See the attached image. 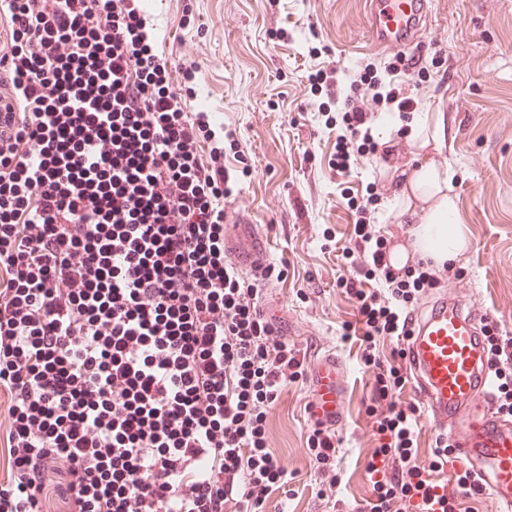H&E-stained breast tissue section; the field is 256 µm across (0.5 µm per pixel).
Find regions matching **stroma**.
<instances>
[{
    "mask_svg": "<svg viewBox=\"0 0 512 512\" xmlns=\"http://www.w3.org/2000/svg\"><path fill=\"white\" fill-rule=\"evenodd\" d=\"M365 0H155L147 9L157 48L194 69L188 111L206 109L231 131L224 174L232 189L225 212L249 213L268 241L267 261L280 278L261 285L259 305L288 328L302 363L267 415L268 448L288 474L267 512H369L374 498L371 453L379 444L367 405L377 375L393 362L395 341L376 346L365 364L354 299L343 281L361 277L343 257L355 215L348 199L374 188L370 222L376 235L412 246V225L393 201L395 167L415 164L408 144L415 113H441L446 139L432 151L448 169L466 239L440 289L414 305L423 311L439 293L472 300L512 335V0H436L432 33L416 52L369 44ZM414 59L405 85L416 112L396 113L388 141L358 157L351 175L337 171L336 104L311 90L308 76L335 70L338 90L395 57ZM344 368L342 422L328 471L317 470L307 439L312 372L325 354ZM437 437L420 422L416 463L432 480L463 471L464 461L436 460Z\"/></svg>",
    "mask_w": 512,
    "mask_h": 512,
    "instance_id": "1",
    "label": "stroma"
}]
</instances>
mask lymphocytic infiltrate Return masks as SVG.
I'll list each match as a JSON object with an SVG mask.
<instances>
[{"label": "lymphocytic infiltrate", "mask_w": 512, "mask_h": 512, "mask_svg": "<svg viewBox=\"0 0 512 512\" xmlns=\"http://www.w3.org/2000/svg\"><path fill=\"white\" fill-rule=\"evenodd\" d=\"M0 44V512H42L47 485L70 512H262L285 474L266 416L299 375L258 304L271 266L244 282L224 261V145L189 112L146 31L141 0H10ZM410 68L388 67L342 115L336 168L375 153L370 103L407 112ZM38 151H28L29 141ZM355 206L345 258L388 295L347 282L360 339H405L411 306L442 276L430 261L394 269ZM499 411L512 414V337L484 328ZM380 374L369 412L380 444L370 512L428 503L415 465V406Z\"/></svg>", "instance_id": "lymphocytic-infiltrate-1"}]
</instances>
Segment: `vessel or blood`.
Returning a JSON list of instances; mask_svg holds the SVG:
<instances>
[{"mask_svg": "<svg viewBox=\"0 0 512 512\" xmlns=\"http://www.w3.org/2000/svg\"><path fill=\"white\" fill-rule=\"evenodd\" d=\"M372 46L407 49L428 28L434 0H366ZM224 249L236 266L253 268L266 258V241L256 224L237 213ZM485 315L472 305L442 295L413 320L406 356L428 421L467 461L506 512H512V419L496 405V385L487 365ZM315 422L333 425L341 416L340 364L329 358L313 371ZM455 473H446L428 512H442L449 496L460 493Z\"/></svg>", "mask_w": 512, "mask_h": 512, "instance_id": "b4317fda", "label": "vessel or blood"}]
</instances>
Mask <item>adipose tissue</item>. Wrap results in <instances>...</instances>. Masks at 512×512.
Wrapping results in <instances>:
<instances>
[{
  "instance_id": "adipose-tissue-1",
  "label": "adipose tissue",
  "mask_w": 512,
  "mask_h": 512,
  "mask_svg": "<svg viewBox=\"0 0 512 512\" xmlns=\"http://www.w3.org/2000/svg\"><path fill=\"white\" fill-rule=\"evenodd\" d=\"M449 174L434 162L401 169L393 195L402 215L413 218L418 249L444 263L464 249L455 199L449 193Z\"/></svg>"
}]
</instances>
